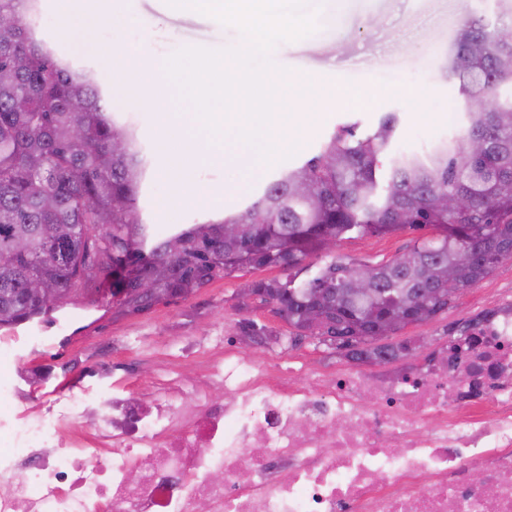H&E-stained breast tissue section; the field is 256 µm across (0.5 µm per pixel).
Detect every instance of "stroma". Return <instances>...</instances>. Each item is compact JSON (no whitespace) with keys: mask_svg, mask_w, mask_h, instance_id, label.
<instances>
[{"mask_svg":"<svg viewBox=\"0 0 512 512\" xmlns=\"http://www.w3.org/2000/svg\"><path fill=\"white\" fill-rule=\"evenodd\" d=\"M307 8L317 14V31L279 43L271 58L294 75H323L341 94L340 104L311 128L293 133L299 145L293 157L274 160L258 172L231 163L203 164L188 188L169 167L166 133L148 88L135 80L119 86L116 52L164 61L188 46L219 50L240 45L239 30L171 7L167 0H41L30 23L59 54L94 69L113 115L138 129L149 171L139 206L147 223L166 231L204 222L215 213L217 208L200 197L206 189H226L224 210L244 207L281 171L316 155L343 124H357L364 134L386 113H396L392 151L418 154L462 134L466 123L459 84L446 77L460 22L466 17L489 23L512 18L501 0H308ZM414 238L411 231L356 234L337 247L334 257L381 263L409 248ZM279 275V269L269 267L239 272L136 315L116 313L107 301L96 320L78 300H70L63 306L68 313L63 327L43 330L51 344L34 350L19 342L9 372L11 391L4 399L14 410L43 412L75 387L92 399L103 387L123 393L144 380L171 389L182 380L211 384L213 368L228 351L260 361L274 375L289 372L300 378L309 369H347L380 384L402 363L424 360L449 345L464 323L512 304V260H506L433 320L392 335V342L409 344L411 351L404 362L383 368L352 362L334 346L298 337L269 305L244 294L247 283ZM250 322L266 327V337L245 335L242 328Z\"/></svg>","mask_w":512,"mask_h":512,"instance_id":"stroma-1","label":"stroma"}]
</instances>
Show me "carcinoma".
Here are the masks:
<instances>
[{
  "label": "carcinoma",
  "mask_w": 512,
  "mask_h": 512,
  "mask_svg": "<svg viewBox=\"0 0 512 512\" xmlns=\"http://www.w3.org/2000/svg\"><path fill=\"white\" fill-rule=\"evenodd\" d=\"M35 7L0 0V15L14 18L0 24L1 328L49 310L27 297L34 277L61 289L57 304L78 292L96 302L105 290L118 311L139 313L154 304L144 279L167 299L186 298L217 278L272 267L283 277L254 281L248 294L352 361L391 363L407 356L404 344L379 343L399 330L392 314L413 306L415 323L428 322L512 258V21L468 20L456 35L448 75L460 85L463 134L426 155H393L395 113L360 137L342 125L243 209L160 234L137 206L147 167L135 130L109 112L94 71L33 36ZM440 195L464 206L437 208ZM405 230L423 235L393 260L294 273L352 233ZM174 240L185 243L179 253L169 251ZM357 280L368 296L354 293ZM322 300L328 323L314 331L308 313Z\"/></svg>",
  "instance_id": "obj_1"
}]
</instances>
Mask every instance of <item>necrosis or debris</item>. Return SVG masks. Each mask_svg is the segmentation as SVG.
Instances as JSON below:
<instances>
[{
  "label": "necrosis or debris",
  "mask_w": 512,
  "mask_h": 512,
  "mask_svg": "<svg viewBox=\"0 0 512 512\" xmlns=\"http://www.w3.org/2000/svg\"><path fill=\"white\" fill-rule=\"evenodd\" d=\"M471 334L369 401L364 374L299 381L228 353L186 402L104 389L48 415L0 404V512H512V307Z\"/></svg>",
  "instance_id": "obj_1"
}]
</instances>
